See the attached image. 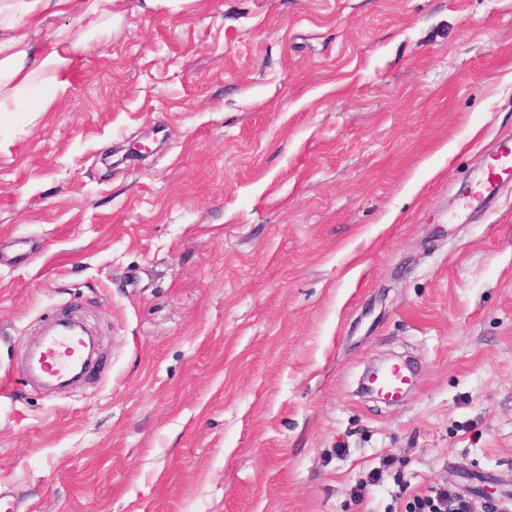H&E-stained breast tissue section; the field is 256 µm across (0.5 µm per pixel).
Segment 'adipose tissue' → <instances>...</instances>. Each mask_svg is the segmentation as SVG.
I'll return each mask as SVG.
<instances>
[{"label":"adipose tissue","mask_w":512,"mask_h":512,"mask_svg":"<svg viewBox=\"0 0 512 512\" xmlns=\"http://www.w3.org/2000/svg\"><path fill=\"white\" fill-rule=\"evenodd\" d=\"M0 0V115L44 112L69 87L73 51L89 45L90 34L102 35L112 28L114 0ZM60 17L47 40H29L27 31L39 27L44 16ZM49 82L50 94L40 85Z\"/></svg>","instance_id":"obj_1"}]
</instances>
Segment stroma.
Masks as SVG:
<instances>
[{
  "mask_svg": "<svg viewBox=\"0 0 512 512\" xmlns=\"http://www.w3.org/2000/svg\"><path fill=\"white\" fill-rule=\"evenodd\" d=\"M112 12L49 111L0 121V490L20 512H408L445 486L496 512L512 186L461 194L512 141V0ZM60 314L100 356L47 394L21 367ZM390 353L416 367L393 405L357 392Z\"/></svg>",
  "mask_w": 512,
  "mask_h": 512,
  "instance_id": "35a3bbf8",
  "label": "stroma"
}]
</instances>
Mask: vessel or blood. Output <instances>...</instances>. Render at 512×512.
Wrapping results in <instances>:
<instances>
[{"instance_id": "b4317fda", "label": "vessel or blood", "mask_w": 512, "mask_h": 512, "mask_svg": "<svg viewBox=\"0 0 512 512\" xmlns=\"http://www.w3.org/2000/svg\"><path fill=\"white\" fill-rule=\"evenodd\" d=\"M505 180L512 181V148L508 146L484 170L480 185L487 190ZM97 353L95 338L72 317L61 316L53 319L31 346L23 374L26 380L56 390L85 377ZM377 387L386 398H397L407 387L406 374L396 366L386 368L377 380Z\"/></svg>"}]
</instances>
